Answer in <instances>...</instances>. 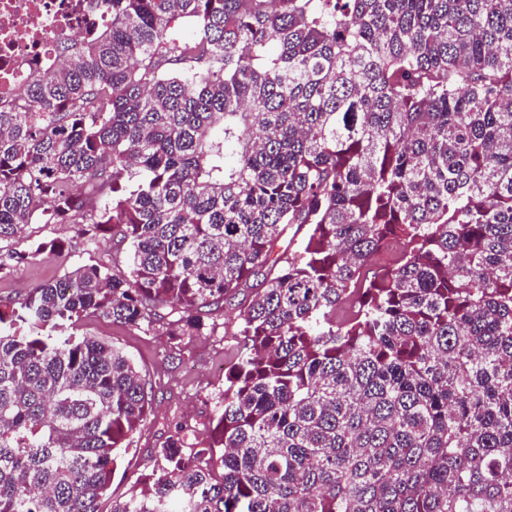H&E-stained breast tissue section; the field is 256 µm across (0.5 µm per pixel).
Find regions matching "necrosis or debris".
Listing matches in <instances>:
<instances>
[{"label":"necrosis or debris","mask_w":512,"mask_h":512,"mask_svg":"<svg viewBox=\"0 0 512 512\" xmlns=\"http://www.w3.org/2000/svg\"><path fill=\"white\" fill-rule=\"evenodd\" d=\"M106 19L98 0H0V108L61 63L63 41L93 35Z\"/></svg>","instance_id":"4bbe7bcc"}]
</instances>
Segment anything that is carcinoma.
Here are the masks:
<instances>
[{
  "instance_id": "obj_1",
  "label": "carcinoma",
  "mask_w": 512,
  "mask_h": 512,
  "mask_svg": "<svg viewBox=\"0 0 512 512\" xmlns=\"http://www.w3.org/2000/svg\"><path fill=\"white\" fill-rule=\"evenodd\" d=\"M101 5L0 110V240L125 250L0 304V512H99L149 412L78 322L238 298L208 440L111 512H512V0Z\"/></svg>"
}]
</instances>
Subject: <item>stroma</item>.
<instances>
[{"label":"stroma","mask_w":512,"mask_h":512,"mask_svg":"<svg viewBox=\"0 0 512 512\" xmlns=\"http://www.w3.org/2000/svg\"><path fill=\"white\" fill-rule=\"evenodd\" d=\"M51 239L63 242L64 252L34 253L33 242ZM0 250L21 255L8 272L0 273V301L23 298L31 288L59 279L76 263L108 262L116 256L108 238L85 246L75 224L28 225L18 236L1 240ZM238 314V307H226L215 316L213 325L179 342L143 328L97 320L78 324V332L122 347L138 366L152 396L151 412L115 470L110 494L100 500L99 512H110L113 498L141 492V476L155 464L152 449L160 447L177 424H188L197 440L208 438L214 402L224 389V371L241 347L240 339L232 334Z\"/></svg>","instance_id":"obj_1"}]
</instances>
